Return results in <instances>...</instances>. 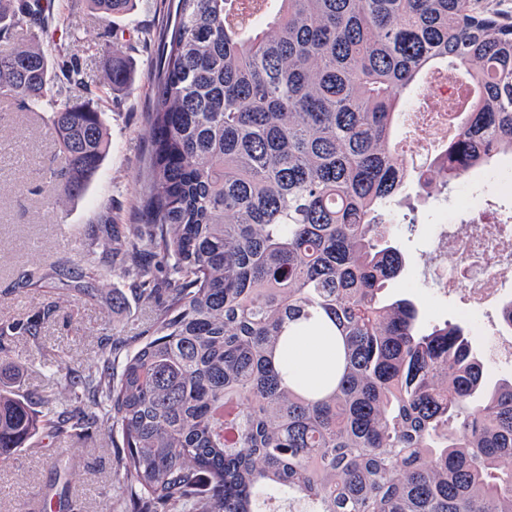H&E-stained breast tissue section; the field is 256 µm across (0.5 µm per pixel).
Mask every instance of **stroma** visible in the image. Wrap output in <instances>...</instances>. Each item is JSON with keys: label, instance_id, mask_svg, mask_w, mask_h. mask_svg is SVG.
<instances>
[{"label": "stroma", "instance_id": "35a3bbf8", "mask_svg": "<svg viewBox=\"0 0 512 512\" xmlns=\"http://www.w3.org/2000/svg\"><path fill=\"white\" fill-rule=\"evenodd\" d=\"M57 11L71 17L83 37L75 44L56 35L65 53L77 55L84 72L85 90L98 99L112 139V149L86 194L66 206L49 200L43 173L61 159L47 116L19 110L0 100V144L11 156H0V323L26 322L47 303L58 306L55 320L45 325L39 340L16 337L10 357L21 371L11 381L20 396H46L60 390V377L51 375L50 362L74 368L91 366L97 345L106 336L137 335L150 321L155 306L138 301L131 279L113 275L97 299H74L55 290L20 296L8 284L19 266L48 264L70 249V236L91 225L113 221L141 224L134 188L148 148L146 121L153 99L149 74L159 52L158 33L174 16L171 0H136L131 16L107 25L78 0H54ZM110 32L132 69L130 83L111 90L104 81L105 56L93 40ZM490 174L479 175L471 186L451 193L411 196L415 226L401 233L397 245L409 266L405 279L389 291L417 303L424 324L445 320L470 326L465 303L455 296L438 295L432 271L438 264L434 227L442 213L455 214L448 229L463 232L473 192L482 190ZM48 503L46 512H126V492L117 471L115 450L96 429L81 433L39 435L31 445L0 462V512H24L34 494Z\"/></svg>", "mask_w": 512, "mask_h": 512}]
</instances>
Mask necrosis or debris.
<instances>
[{
    "mask_svg": "<svg viewBox=\"0 0 512 512\" xmlns=\"http://www.w3.org/2000/svg\"><path fill=\"white\" fill-rule=\"evenodd\" d=\"M460 88L447 74L433 72L427 91L419 99V110L410 112L409 131L403 160L434 159L443 134L448 130L445 105L455 101ZM468 229L448 235L439 229L435 243L440 253L455 255L452 264L439 265L434 285L439 293L463 299L475 311L504 306L505 293L512 287V235L504 232L512 222V210H498L487 200H478Z\"/></svg>",
    "mask_w": 512,
    "mask_h": 512,
    "instance_id": "4bbe7bcc",
    "label": "necrosis or debris"
}]
</instances>
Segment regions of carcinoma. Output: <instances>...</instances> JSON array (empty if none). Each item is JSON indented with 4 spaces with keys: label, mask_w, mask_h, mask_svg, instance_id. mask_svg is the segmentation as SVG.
Masks as SVG:
<instances>
[{
    "label": "carcinoma",
    "mask_w": 512,
    "mask_h": 512,
    "mask_svg": "<svg viewBox=\"0 0 512 512\" xmlns=\"http://www.w3.org/2000/svg\"><path fill=\"white\" fill-rule=\"evenodd\" d=\"M175 0L151 70L146 224H96L82 251L21 267L9 284L89 299L118 268L157 298L139 336H110L95 366L64 372L44 415L0 380V461L41 432L103 431L131 512H512V375L494 384L465 329L422 330L387 292L409 191L405 104L429 71L467 85L438 154L442 191L512 152V22L478 0ZM134 0H83L113 20ZM71 32L52 0H0V99L46 112L64 163L59 201L81 196L112 148L80 93L76 59L42 42ZM30 43L16 44L18 31ZM105 79L125 86L104 41ZM149 255L165 287L138 267ZM57 306L0 323L37 339ZM329 337L336 359L311 387L288 369L289 337Z\"/></svg>",
    "instance_id": "obj_1"
}]
</instances>
